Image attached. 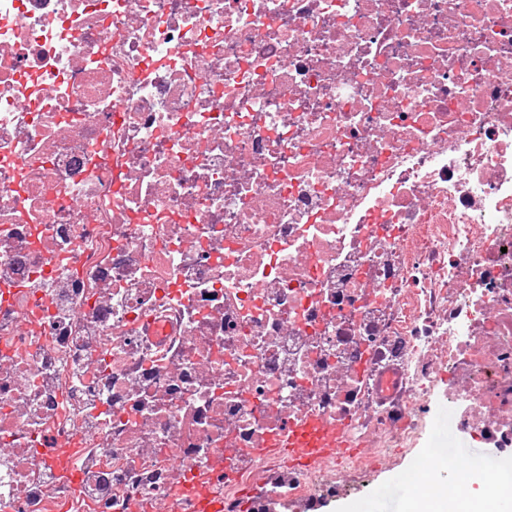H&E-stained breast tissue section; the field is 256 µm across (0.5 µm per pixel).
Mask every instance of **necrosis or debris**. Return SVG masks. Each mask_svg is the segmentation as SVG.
Segmentation results:
<instances>
[{"mask_svg": "<svg viewBox=\"0 0 512 512\" xmlns=\"http://www.w3.org/2000/svg\"><path fill=\"white\" fill-rule=\"evenodd\" d=\"M443 379L511 448L512 0H0V512L313 500ZM377 397L385 403H393L403 393V368L401 365H394L386 371L378 374L377 377Z\"/></svg>", "mask_w": 512, "mask_h": 512, "instance_id": "necrosis-or-debris-1", "label": "necrosis or debris"}]
</instances>
